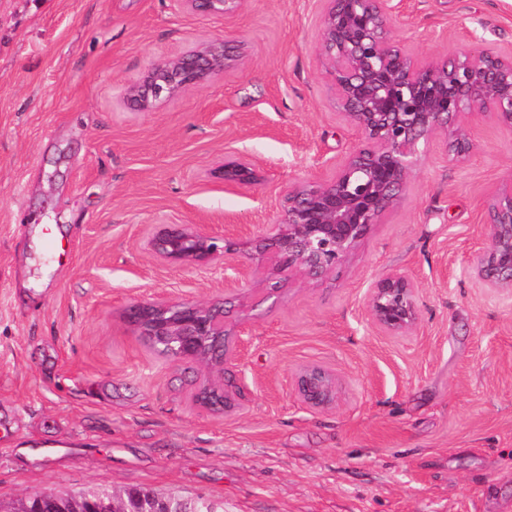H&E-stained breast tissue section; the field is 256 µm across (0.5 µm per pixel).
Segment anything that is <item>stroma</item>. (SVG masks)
I'll list each match as a JSON object with an SVG mask.
<instances>
[{
  "instance_id": "obj_1",
  "label": "stroma",
  "mask_w": 512,
  "mask_h": 512,
  "mask_svg": "<svg viewBox=\"0 0 512 512\" xmlns=\"http://www.w3.org/2000/svg\"><path fill=\"white\" fill-rule=\"evenodd\" d=\"M323 0H246L232 20L183 0H0V512L37 492L145 487L224 512H512V293L478 282L486 205L512 180V128L477 148L427 147L399 204L336 274L224 293V263L147 247L158 224L248 240L285 191L326 177L358 142L330 103ZM396 42L424 59L512 52V0H405ZM248 57L137 112L149 66L213 40ZM254 190L226 187L227 156ZM417 280L419 324L389 336L366 291ZM224 298L221 413L190 393L208 371L158 358L122 321L140 300ZM336 373L333 408L293 379ZM224 184L232 188L251 189L259 184L254 164L241 157L225 158L220 169Z\"/></svg>"
}]
</instances>
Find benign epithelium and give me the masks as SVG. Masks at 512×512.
I'll return each mask as SVG.
<instances>
[{"label":"benign epithelium","instance_id":"benign-epithelium-1","mask_svg":"<svg viewBox=\"0 0 512 512\" xmlns=\"http://www.w3.org/2000/svg\"><path fill=\"white\" fill-rule=\"evenodd\" d=\"M198 15L230 20L245 0H185ZM319 52L328 75L331 102L358 132L359 142L334 172L288 186L286 203L273 227L250 238L254 259L286 281L294 274L323 278L336 271L399 202L409 183L420 144L443 140L448 158L471 154L474 118L512 128V55L461 51L446 60L420 61L391 36V21L402 0H325ZM240 41H221L154 62L142 80L126 89L125 101L150 112L162 100L207 84L218 73L238 69ZM224 184L251 189L259 184L254 164L227 158L220 169ZM159 259L180 266H202L232 258L242 242L217 236L202 225L159 224L148 241ZM224 281L244 288L253 269L225 264ZM475 275L486 288L512 292V181L498 187L487 203V244ZM417 287L408 271L379 273L366 293L372 323L391 336L418 325ZM123 320L132 335L151 349L172 341L164 351L177 365H207L224 370L232 353L224 348V299L209 303L137 301ZM299 400L311 409H327L337 397L336 375L307 366L294 377ZM194 404L219 412L228 404L224 387L201 383ZM92 500L54 503L52 512H90Z\"/></svg>","mask_w":512,"mask_h":512}]
</instances>
